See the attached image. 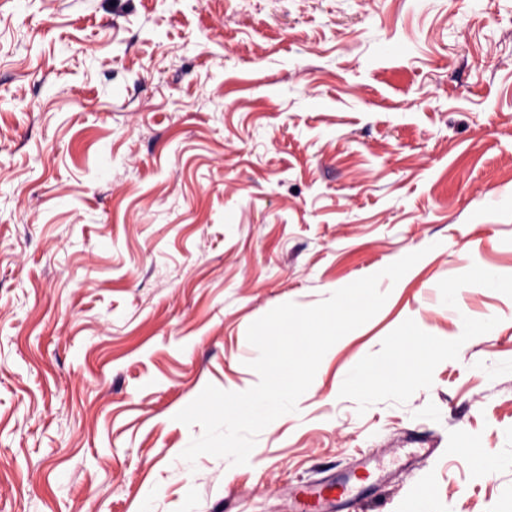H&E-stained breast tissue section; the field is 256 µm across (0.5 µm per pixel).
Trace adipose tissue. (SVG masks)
Masks as SVG:
<instances>
[{
	"label": "adipose tissue",
	"mask_w": 512,
	"mask_h": 512,
	"mask_svg": "<svg viewBox=\"0 0 512 512\" xmlns=\"http://www.w3.org/2000/svg\"><path fill=\"white\" fill-rule=\"evenodd\" d=\"M425 362V357L415 351L414 339L400 336L392 341L384 360L356 361L349 370L348 384L360 392H371L385 386L405 389L420 375Z\"/></svg>",
	"instance_id": "obj_1"
}]
</instances>
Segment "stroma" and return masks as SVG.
<instances>
[{
  "label": "stroma",
  "mask_w": 512,
  "mask_h": 512,
  "mask_svg": "<svg viewBox=\"0 0 512 512\" xmlns=\"http://www.w3.org/2000/svg\"><path fill=\"white\" fill-rule=\"evenodd\" d=\"M419 250L257 457L181 459L252 322ZM408 329L424 378L349 388ZM367 458L354 512H512V0H0V512H294Z\"/></svg>",
  "instance_id": "1"
}]
</instances>
